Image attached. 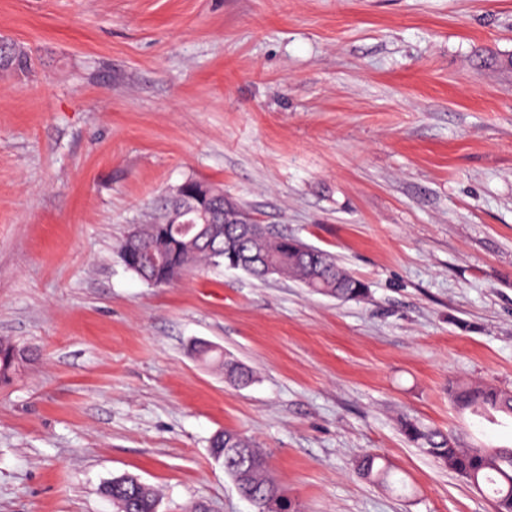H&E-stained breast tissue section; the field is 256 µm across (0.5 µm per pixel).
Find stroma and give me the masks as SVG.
Returning a JSON list of instances; mask_svg holds the SVG:
<instances>
[{"instance_id": "stroma-1", "label": "stroma", "mask_w": 512, "mask_h": 512, "mask_svg": "<svg viewBox=\"0 0 512 512\" xmlns=\"http://www.w3.org/2000/svg\"><path fill=\"white\" fill-rule=\"evenodd\" d=\"M0 38L36 59L0 70V338L33 352L0 385V512H113L123 475L157 512H254L226 428L299 512H494L400 423L512 445L448 398L512 391V0H0ZM190 178L366 296L140 279L121 244ZM195 352L205 361L217 364L224 369V375L230 381L236 383H247L252 374L243 364L233 360L224 358V354L210 347H195ZM382 458L377 454L365 455L358 464L362 475L381 482H389L390 471L386 464L381 463ZM127 492L134 495V501L130 512H153L157 497L155 493L145 484H135L132 480L128 479H115L106 482L102 488V495L112 502L118 511L121 509L116 505L117 501L124 500L127 497Z\"/></svg>"}]
</instances>
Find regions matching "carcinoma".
I'll list each match as a JSON object with an SVG mask.
<instances>
[{"instance_id":"1","label":"carcinoma","mask_w":512,"mask_h":512,"mask_svg":"<svg viewBox=\"0 0 512 512\" xmlns=\"http://www.w3.org/2000/svg\"><path fill=\"white\" fill-rule=\"evenodd\" d=\"M32 57L15 44L0 40V68L21 72L30 70ZM174 198L159 203V216L149 224L140 226V235L133 241L124 240L121 254L131 259L124 261L127 269L143 276V269L134 262L138 246L146 252H155L162 263L148 270L150 278L159 285L168 283L176 275L189 270L198 262L221 264L237 268L259 278H265L267 263L274 264L280 274L292 277L307 286L315 282L323 287L322 293L341 301L354 300L366 294L365 284L342 269L334 256L322 249L306 250V245L289 238L269 226L261 224L258 231L247 239L238 238L242 213L232 207L219 217L218 223L198 225L203 230L195 241L188 240L181 228L168 223ZM195 352L204 360L224 369L227 379L246 383L251 372L233 359L210 347L198 346ZM25 350L0 339V383L10 380L18 367L17 356ZM448 396L460 410L481 414L488 409L512 416V392L490 386H463L450 384ZM402 432L408 442L422 449L439 464L447 467L472 487L488 495L496 512H512V447L467 446L454 436L438 428L425 427L416 420L402 423ZM226 448L241 449V457L224 454ZM210 449L217 461L224 462V473L235 483L239 494L248 500L255 512H298L285 490L267 475V460L254 448L249 438L226 429L215 433ZM362 475L381 482L390 479V471L377 454L364 456L358 464ZM102 495L115 503L134 495L130 512H154L157 497L145 484L128 479H112L101 488Z\"/></svg>"}]
</instances>
